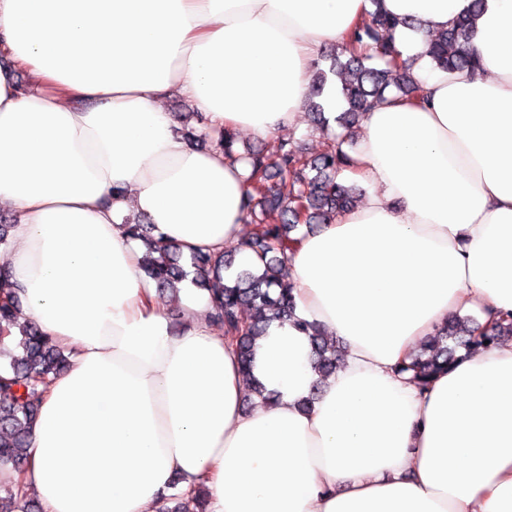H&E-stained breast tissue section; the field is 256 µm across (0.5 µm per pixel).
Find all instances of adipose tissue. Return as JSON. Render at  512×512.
Here are the masks:
<instances>
[{"label": "adipose tissue", "mask_w": 512, "mask_h": 512, "mask_svg": "<svg viewBox=\"0 0 512 512\" xmlns=\"http://www.w3.org/2000/svg\"><path fill=\"white\" fill-rule=\"evenodd\" d=\"M372 0H0L4 262L40 330L71 352L29 434L24 479L44 512H158L205 488L208 512H512V341L421 387L400 371L449 314L512 312V0H383L443 31L472 15L475 72L417 59L425 101L368 112L343 176L364 201L288 256L300 317L345 354L316 375L295 328L259 339L275 405L243 406L208 291L178 318L119 217L146 214L184 251L222 252L248 220L222 131L294 124L320 47ZM30 76L21 82L20 73ZM190 99L213 143L190 145L165 103Z\"/></svg>", "instance_id": "adipose-tissue-1"}]
</instances>
